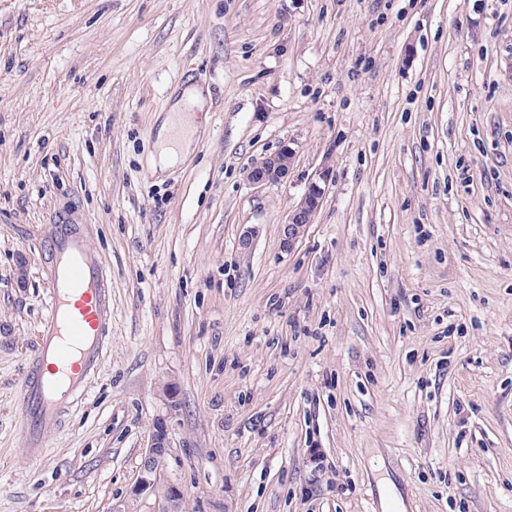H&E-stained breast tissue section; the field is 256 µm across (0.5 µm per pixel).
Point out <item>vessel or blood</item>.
Masks as SVG:
<instances>
[{
  "label": "vessel or blood",
  "mask_w": 512,
  "mask_h": 512,
  "mask_svg": "<svg viewBox=\"0 0 512 512\" xmlns=\"http://www.w3.org/2000/svg\"><path fill=\"white\" fill-rule=\"evenodd\" d=\"M45 248L54 260L49 309L21 390L24 447L31 456L43 454L64 408L63 395H87L112 330V290L89 246L87 225H49Z\"/></svg>",
  "instance_id": "vessel-or-blood-1"
}]
</instances>
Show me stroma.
Returning <instances> with one entry per match:
<instances>
[{"label": "stroma", "instance_id": "1", "mask_svg": "<svg viewBox=\"0 0 512 512\" xmlns=\"http://www.w3.org/2000/svg\"><path fill=\"white\" fill-rule=\"evenodd\" d=\"M190 72L197 144L154 170ZM69 218L112 332L33 458ZM161 422L181 512H512V0H0V512H162L127 496ZM293 158L292 150L285 146L274 154L265 157L249 172V181L253 185H268L283 181L289 173ZM327 178V172H322L318 179L311 180L308 183L301 201L289 213L287 224H283V242L288 250L294 246L300 237L303 227L311 223L323 198Z\"/></svg>", "mask_w": 512, "mask_h": 512}]
</instances>
